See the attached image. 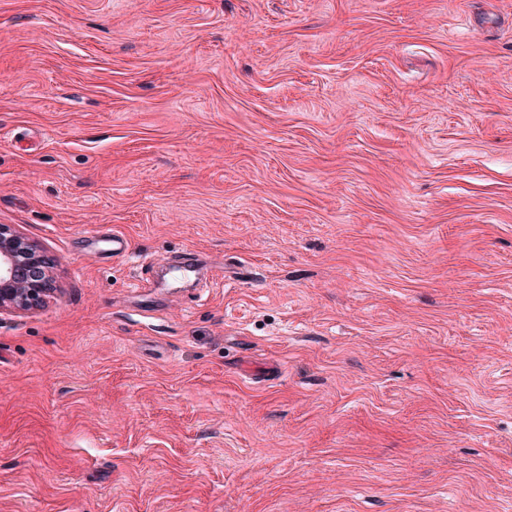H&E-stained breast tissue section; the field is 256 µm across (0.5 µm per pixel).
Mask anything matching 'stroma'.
<instances>
[{
  "label": "stroma",
  "instance_id": "obj_1",
  "mask_svg": "<svg viewBox=\"0 0 512 512\" xmlns=\"http://www.w3.org/2000/svg\"><path fill=\"white\" fill-rule=\"evenodd\" d=\"M0 224V512H512V0H0ZM53 264L39 247L7 224L0 225V313L44 304L54 292ZM84 238L97 248L112 251V256L120 257L129 253L128 240L120 234L112 233L111 235H101L94 233H86Z\"/></svg>",
  "mask_w": 512,
  "mask_h": 512
}]
</instances>
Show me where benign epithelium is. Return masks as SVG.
<instances>
[{
	"label": "benign epithelium",
	"mask_w": 512,
	"mask_h": 512,
	"mask_svg": "<svg viewBox=\"0 0 512 512\" xmlns=\"http://www.w3.org/2000/svg\"><path fill=\"white\" fill-rule=\"evenodd\" d=\"M53 264L39 247L7 224L0 225V313L44 304L54 292Z\"/></svg>",
	"instance_id": "1"
}]
</instances>
